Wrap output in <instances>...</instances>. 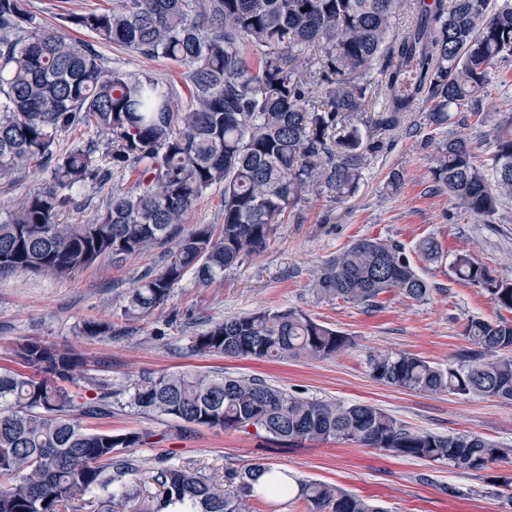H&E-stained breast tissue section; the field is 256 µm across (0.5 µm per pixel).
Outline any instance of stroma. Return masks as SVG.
<instances>
[{
	"mask_svg": "<svg viewBox=\"0 0 512 512\" xmlns=\"http://www.w3.org/2000/svg\"><path fill=\"white\" fill-rule=\"evenodd\" d=\"M105 66L165 79L176 67L110 45L96 47ZM427 104H419L370 155L355 191L338 201L327 193L302 197L265 248L239 267L199 284L186 276L163 308L134 324L119 319L125 294L144 271L158 267L162 248L107 261L65 279L32 273L0 275V367H14L13 350L26 340L79 352L87 366L70 389L89 394L90 378L111 384L112 415L95 425L116 433L148 431L155 445L127 449L140 463L170 458L210 476L223 486L224 471L261 460L298 479L336 484L376 500L388 512H512V494L491 483L489 473H512V455L490 471H461L447 464L397 458L375 448L343 442H304L288 446L243 431L195 426L126 405L132 382L147 373L210 369L227 375H258L268 383L308 398L336 399L378 406L404 425L437 434L469 431L512 448V402L478 396L426 393L373 380L370 355L409 353L447 364L466 349L467 319L499 315L478 292L455 281L457 253L472 252L491 270L512 278V202L491 223L457 209L436 190L431 170L440 142L470 141L477 161L492 153L490 130L512 113V58L499 61L475 107L453 110L447 126H429ZM52 164L0 179V219L12 206L52 178ZM400 184H393V175ZM437 238L443 250L435 262L417 261L419 274L433 287L424 302L393 294L380 309L366 311L342 300L318 298L309 282L313 270L362 238L400 244L414 255L418 242ZM297 308L320 323L351 336L354 345L321 360L275 362L194 354L191 341L214 322L261 309ZM110 321L105 336H83L86 321Z\"/></svg>",
	"mask_w": 512,
	"mask_h": 512,
	"instance_id": "1",
	"label": "stroma"
}]
</instances>
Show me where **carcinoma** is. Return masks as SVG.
Returning <instances> with one entry per match:
<instances>
[{
	"instance_id": "cac0c4a2",
	"label": "carcinoma",
	"mask_w": 512,
	"mask_h": 512,
	"mask_svg": "<svg viewBox=\"0 0 512 512\" xmlns=\"http://www.w3.org/2000/svg\"><path fill=\"white\" fill-rule=\"evenodd\" d=\"M406 0H112V6L63 17L69 28L184 68L183 84L151 73L108 69L88 44L48 28L28 0H0V179L56 158L52 180L0 221V273L70 276L101 260L119 264L165 245L162 265L141 274L120 305V317L141 321L161 309L188 274L208 282L262 249L288 209L310 191L342 199L356 188L366 156L383 144L419 101L429 124L477 103L494 64L512 57V0H416L403 35L393 19ZM307 48L317 67L299 64ZM379 65L381 81L367 73ZM379 96L365 141L356 124ZM75 127L98 139L54 154L58 134ZM494 151L477 165L468 141L440 146L432 170L455 205L491 223L500 199H512V115L493 129ZM105 154V165L91 155ZM119 176L104 206L84 224H61L73 190ZM222 190L224 223L181 226L207 189ZM428 261L438 240L416 246ZM456 279L512 314V278L469 254L453 262ZM322 299L376 310L398 291L412 301L431 294L404 248L364 238L312 275ZM472 349L442 366L407 353L373 354L371 376L427 393L512 402V319H468ZM352 337L295 308L226 318L193 338L199 356L255 360L324 359ZM26 372L0 371V512H64L70 501L122 483L135 470L126 448L152 446L150 432L114 433L72 418L112 416L108 383L91 380L93 397L76 400L63 386L83 365L70 348L17 345ZM129 404L187 424L223 430L254 427L267 438L301 443L342 441L393 457L484 471L512 452L471 432L412 430L366 403L302 397L252 377L201 370L143 375ZM157 493L146 512H254L260 495H287L292 475L255 462L224 472L220 495L202 472L170 460L143 469ZM311 512H385L335 484L297 483Z\"/></svg>"
}]
</instances>
